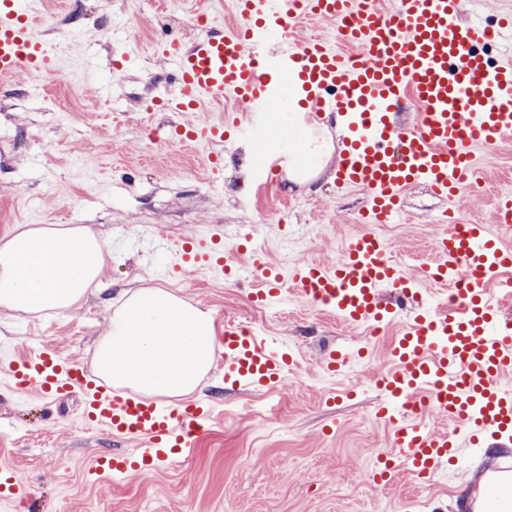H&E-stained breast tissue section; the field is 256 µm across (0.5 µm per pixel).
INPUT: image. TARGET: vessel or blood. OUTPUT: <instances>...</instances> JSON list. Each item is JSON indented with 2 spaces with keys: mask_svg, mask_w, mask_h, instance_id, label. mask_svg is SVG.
I'll return each mask as SVG.
<instances>
[{
  "mask_svg": "<svg viewBox=\"0 0 512 512\" xmlns=\"http://www.w3.org/2000/svg\"><path fill=\"white\" fill-rule=\"evenodd\" d=\"M239 21L225 27L208 17L191 41L160 44L171 66L173 91L153 105L176 116L181 142L223 145L230 135L248 141L260 131L290 122L308 139L320 136L317 119H336V186L365 193L366 224H390L401 216V200L416 185L444 201L478 189L472 148L512 137V56L493 60L491 46L512 49V14L487 23L463 20L464 0H234ZM336 22L337 45L321 37L295 38L302 20ZM40 20L22 0H0V78L25 75L40 86L56 68V51L39 34ZM219 118L201 117L203 105ZM296 145L265 156L249 181L265 187L271 173L293 168ZM448 227L436 257L417 277L369 232L349 238L333 265L299 258L288 270L272 266L264 251L249 246L250 269L259 286L255 299L267 306L284 290L319 305L347 325L376 327L400 311L386 289L416 295V281L461 287L457 307L417 306L395 342V367L377 377L386 402L379 409L394 428L393 450L378 458L372 477L386 482L406 469L428 476L453 454L456 433H436L420 415L435 412L460 424L471 443L483 438L512 442V319L500 316L487 293L496 284L512 299V249L482 224L457 223L452 210L438 216ZM183 266L218 277H239L241 267L216 254L211 240L195 238L178 248ZM288 364L286 351L258 332L224 330V381L234 388L265 389ZM16 388L57 399L73 391L84 397L88 419L138 442L139 452L103 457L98 468L120 476L153 468L191 447L208 424L207 406L162 405L113 390L79 365L47 348L15 362Z\"/></svg>",
  "mask_w": 512,
  "mask_h": 512,
  "instance_id": "b4317fda",
  "label": "vessel or blood"
}]
</instances>
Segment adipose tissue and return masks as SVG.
<instances>
[{
  "instance_id": "obj_1",
  "label": "adipose tissue",
  "mask_w": 512,
  "mask_h": 512,
  "mask_svg": "<svg viewBox=\"0 0 512 512\" xmlns=\"http://www.w3.org/2000/svg\"><path fill=\"white\" fill-rule=\"evenodd\" d=\"M106 241L90 228L28 227L0 237V307L66 312L104 288ZM217 343L211 311L166 288H132L96 347V365L112 386L148 396L194 393L210 371ZM456 512H512V486L492 494L486 480L462 496Z\"/></svg>"
}]
</instances>
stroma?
Returning a JSON list of instances; mask_svg holds the SVG:
<instances>
[{
	"label": "stroma",
	"mask_w": 512,
	"mask_h": 512,
	"mask_svg": "<svg viewBox=\"0 0 512 512\" xmlns=\"http://www.w3.org/2000/svg\"><path fill=\"white\" fill-rule=\"evenodd\" d=\"M40 0L42 29L59 54L57 83L31 89L24 76L0 80V235L18 226H87L111 246L103 269L107 291L84 297L64 314L0 308V464L29 488L26 512H454L471 485L473 466L490 471L512 460V445H462L431 481L400 471L383 486L371 469L390 452V424L377 415L373 375L389 370V341L402 321L349 326L319 306L285 298L256 306L253 278L221 279L178 262L176 242L224 229L223 251L240 266L233 235L247 226L269 260L288 268L306 257L334 263L348 238L364 231L366 196L337 191L334 144L314 160L305 180L271 174L266 191L250 196L247 173L265 149L281 147L276 130L239 148L223 176L207 170L202 151L178 142L170 120L143 115L169 80L167 63L151 48L173 35L191 39L192 14L204 9L225 25L236 20L233 0ZM137 58L112 94L113 66L122 51ZM497 161L479 167L481 188L455 202L461 222L499 227L501 193L512 191V139L498 143ZM441 202L425 188L408 191L395 224L373 226L407 274L431 260L445 225ZM159 287L213 311L217 326L233 321L290 345L295 362L261 390L224 383V350L189 403L214 408L197 447L171 462L115 480L96 468L98 456L131 453L121 435L90 425L83 398L54 402L20 392L11 362L45 344L93 369L97 342L126 290ZM351 357L330 373L331 352Z\"/></svg>",
	"instance_id": "stroma-1"
}]
</instances>
